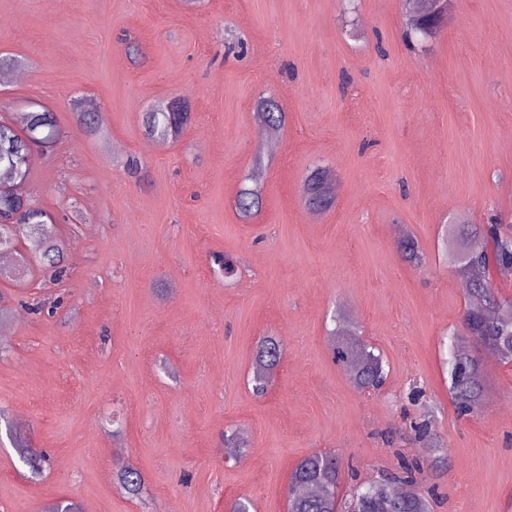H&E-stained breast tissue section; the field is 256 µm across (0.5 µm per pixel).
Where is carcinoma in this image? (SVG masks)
Instances as JSON below:
<instances>
[{
	"label": "carcinoma",
	"instance_id": "obj_1",
	"mask_svg": "<svg viewBox=\"0 0 512 512\" xmlns=\"http://www.w3.org/2000/svg\"><path fill=\"white\" fill-rule=\"evenodd\" d=\"M442 26L435 11L424 13L416 25H407L406 40L434 36ZM71 101L74 124L84 132L101 138L108 128L100 112H81ZM256 116L272 136L285 126V112L271 99L256 103ZM190 121L188 112L149 111L143 113L142 125L147 136L156 139H177ZM68 137L55 113L48 109L27 112L22 124L0 118V177L6 181L25 183L31 178L28 156L35 148L44 151ZM303 194L311 209L325 210L334 203L333 188L327 171L319 169L308 174ZM263 205L258 186L246 188L239 195L237 208L244 218L251 217ZM28 227L31 256L42 262L58 281L67 274L63 265L64 245L56 238L54 219L46 211L21 199L0 194V253L16 251L17 225ZM444 243L450 260L457 266L462 279L465 310L461 328L450 339L448 375L451 397L461 416L477 414L482 407L486 387V371L479 350L495 357L499 364L512 362V296H505L491 274L512 271V227L503 230L497 224H450ZM403 258L421 268L424 256L413 237L399 243ZM333 356L344 367L350 381L361 391H377L386 379L384 360L375 347L364 341L358 326L342 320L330 337ZM282 357V343L276 336H266L256 345L252 370L253 392L264 395ZM228 457L234 458L247 448L241 430L229 428L222 436ZM22 461L37 473L44 456L35 448L25 447ZM342 461L332 451L309 453L295 464L288 480V512H342L340 498ZM424 466L417 460H402L400 471L383 475L364 486L354 503L355 512H432L430 500L420 491ZM121 488L139 498L144 490L142 474L132 466H123L116 473Z\"/></svg>",
	"mask_w": 512,
	"mask_h": 512
}]
</instances>
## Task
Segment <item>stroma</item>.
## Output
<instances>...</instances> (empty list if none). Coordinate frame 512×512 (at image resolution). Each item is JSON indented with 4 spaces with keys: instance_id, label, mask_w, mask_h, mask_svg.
<instances>
[{
    "instance_id": "35a3bbf8",
    "label": "stroma",
    "mask_w": 512,
    "mask_h": 512,
    "mask_svg": "<svg viewBox=\"0 0 512 512\" xmlns=\"http://www.w3.org/2000/svg\"><path fill=\"white\" fill-rule=\"evenodd\" d=\"M401 0H0V117L26 104L70 135L34 153L27 188L57 214L68 277L36 261L0 279L12 311L0 338V410L51 460L33 476L0 431V512L55 500L88 512H287L288 475L334 451L352 481L426 464L435 512H512V366L485 359L495 409L459 416L444 361L464 313L443 256L444 224L512 221V0H448V18L409 48ZM139 47L133 63L128 46ZM287 115L276 144L255 104ZM180 96L191 121L154 150L143 112ZM92 100L109 129L73 127ZM145 177H128L127 157ZM263 160V207L237 198ZM335 178L332 208L311 211L303 180ZM427 257L403 258L401 235ZM236 271L214 274L209 255ZM60 301L53 316L32 301ZM383 353L388 376L364 393L332 360L334 311ZM283 342L268 392L248 384L260 338ZM431 406L430 434L415 424ZM250 447L228 458L222 434ZM133 464L143 498L116 471Z\"/></svg>"
}]
</instances>
